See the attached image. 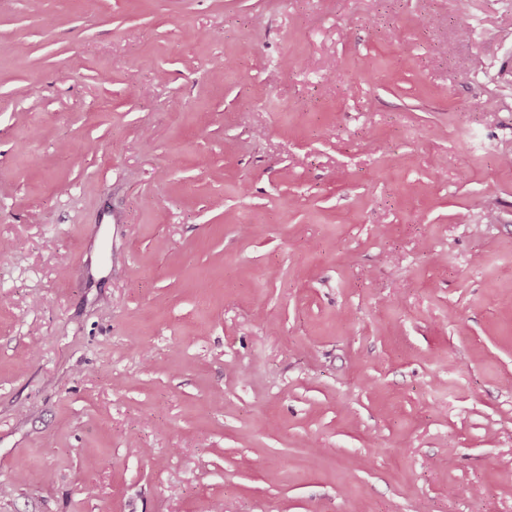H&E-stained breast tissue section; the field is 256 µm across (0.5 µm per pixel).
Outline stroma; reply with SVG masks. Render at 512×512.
I'll return each instance as SVG.
<instances>
[{"label": "stroma", "mask_w": 512, "mask_h": 512, "mask_svg": "<svg viewBox=\"0 0 512 512\" xmlns=\"http://www.w3.org/2000/svg\"><path fill=\"white\" fill-rule=\"evenodd\" d=\"M0 512H512V0H0Z\"/></svg>", "instance_id": "stroma-1"}]
</instances>
